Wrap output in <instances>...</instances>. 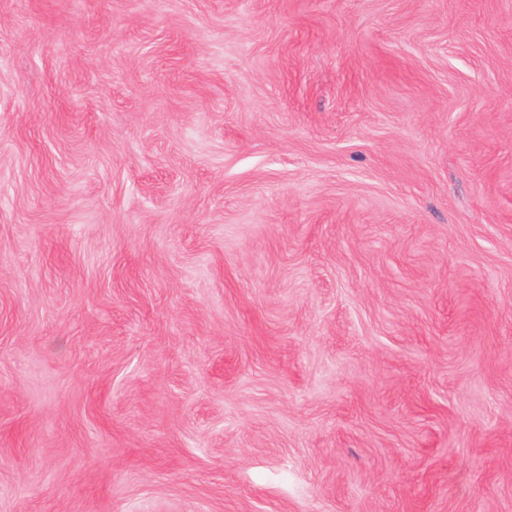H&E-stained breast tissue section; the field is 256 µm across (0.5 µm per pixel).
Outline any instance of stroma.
Returning a JSON list of instances; mask_svg holds the SVG:
<instances>
[{
  "label": "stroma",
  "mask_w": 512,
  "mask_h": 512,
  "mask_svg": "<svg viewBox=\"0 0 512 512\" xmlns=\"http://www.w3.org/2000/svg\"><path fill=\"white\" fill-rule=\"evenodd\" d=\"M0 512H512V0H0Z\"/></svg>",
  "instance_id": "obj_1"
}]
</instances>
